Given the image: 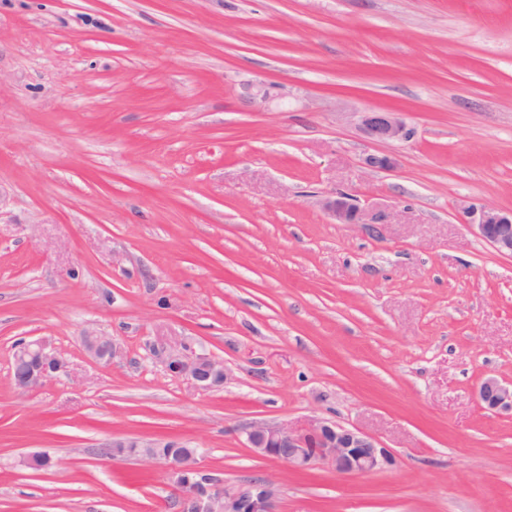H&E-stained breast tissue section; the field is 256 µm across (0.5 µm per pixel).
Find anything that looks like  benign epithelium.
Instances as JSON below:
<instances>
[{"instance_id": "1", "label": "benign epithelium", "mask_w": 512, "mask_h": 512, "mask_svg": "<svg viewBox=\"0 0 512 512\" xmlns=\"http://www.w3.org/2000/svg\"><path fill=\"white\" fill-rule=\"evenodd\" d=\"M241 98L250 104L265 102L269 92L253 83L243 85ZM360 125L367 137L375 142L403 139L406 126L398 113L372 110L360 115ZM365 163L374 170H390L394 159L384 153L371 154ZM323 208L339 223L354 224L357 207L349 197L340 195L323 201ZM467 224L476 234L501 254L512 256V210L470 208L465 212ZM86 350L96 360L108 364L117 354V347L108 336L84 337ZM167 369L193 381L200 390H208L227 380L224 364L210 356H190L181 350L158 352ZM14 358L26 363L23 374L16 378L21 389H35L66 372L59 354L43 340H30L15 348ZM478 397L491 412L512 413V384L487 378L479 386ZM246 443L257 454L283 463L294 472H303L318 464H327L345 475H360L382 469L392 462L391 452L379 446L372 437L335 422L317 419L300 428L286 425L255 424L245 430ZM113 448H140V460L164 468L173 486L185 489L179 512H276V493L272 484L261 480L243 490L221 486L207 477L201 455H158L144 449L134 438L112 440Z\"/></svg>"}]
</instances>
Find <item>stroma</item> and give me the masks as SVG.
Here are the masks:
<instances>
[{
	"instance_id": "obj_1",
	"label": "stroma",
	"mask_w": 512,
	"mask_h": 512,
	"mask_svg": "<svg viewBox=\"0 0 512 512\" xmlns=\"http://www.w3.org/2000/svg\"><path fill=\"white\" fill-rule=\"evenodd\" d=\"M380 108L406 139L365 137ZM470 206L512 208V0H0V512H177L115 437L268 479L277 512H512V414L477 396L512 383V256ZM22 338L68 375L17 388ZM319 418L394 464L295 473L246 445ZM350 198L340 195L334 198H327L323 201V208L339 224H355L358 219V209L352 204ZM86 350L96 360L101 363L108 364L117 354V347L111 337L92 335L84 337ZM156 356L170 372L186 376L199 390L222 385L227 379L224 364L210 356H190L182 350H162Z\"/></svg>"
}]
</instances>
